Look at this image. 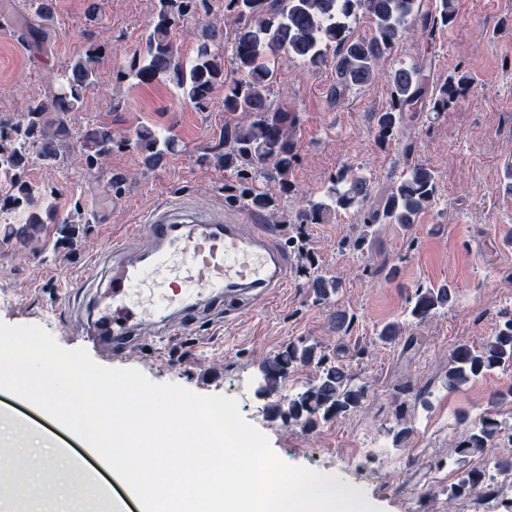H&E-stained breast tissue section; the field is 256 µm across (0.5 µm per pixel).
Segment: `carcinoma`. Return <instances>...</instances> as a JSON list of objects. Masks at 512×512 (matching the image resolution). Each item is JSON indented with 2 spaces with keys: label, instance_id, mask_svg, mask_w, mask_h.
I'll use <instances>...</instances> for the list:
<instances>
[{
  "label": "carcinoma",
  "instance_id": "cac0c4a2",
  "mask_svg": "<svg viewBox=\"0 0 512 512\" xmlns=\"http://www.w3.org/2000/svg\"><path fill=\"white\" fill-rule=\"evenodd\" d=\"M23 7L36 16L51 20L53 0H22ZM208 10V0H158L153 21L144 31L146 52L129 64L127 75L140 83L162 79L173 82L184 99L197 109L209 102L217 86L224 87V111L241 112L248 121L224 127V151L214 155L217 164L235 176V183L224 187L225 200L253 214L274 219L280 206L275 197L260 189L265 180L279 185L282 194L290 191L289 173L297 160L296 111L282 101H271L269 87L274 73L272 64L281 51L309 69L327 64L335 73L330 96L336 100L350 90L368 84L380 61L390 55L402 40L408 25L419 27L420 34L433 35L437 25L455 20L454 0H439L435 11H422L421 0H225V11L237 23L231 47L235 78L224 74V30L213 22L202 25L194 54L184 57L173 39L177 21L199 10ZM359 15L371 23L366 36L352 35L349 20ZM100 49L79 54L65 65L57 77L58 93L28 108L15 122L0 123V178L11 184L16 206L33 201L32 187L21 174L31 155L50 162L57 158L60 142L69 138V130L48 120L49 112H76L85 94L100 79ZM427 63L416 60L399 63L388 74L391 87L389 106L378 113V137L388 141L394 133L414 126L418 113L425 110L440 114L448 111L469 85V79L450 76L432 85L425 74ZM134 146L145 154V164L157 165L177 150L178 140L160 135L147 127L134 135L115 138L112 129L90 127L82 136L81 147L87 170L93 171L115 145ZM325 198L309 201L298 212L297 224H324L333 216L357 210L363 229L351 243L362 251L371 228L380 223L411 225L418 214L431 205L437 194L435 172L423 165L414 166L395 180L378 203H371V184L366 177L344 168L330 179ZM312 287L315 300L323 303L339 293L341 282L314 269ZM454 290L446 285L420 288L410 302L409 315L422 322L453 301ZM494 334L476 347L460 343L448 358L444 385L457 390L470 382L512 368V312H504ZM311 367L315 376L301 384L298 391L283 395L280 390L290 375ZM261 382L257 393L267 400L266 412L282 421L303 428H315L322 422L353 412L367 398V387L354 383L346 366L333 360L319 344L300 340L290 342L260 366ZM502 394L490 400V410L478 421L465 425L456 453L468 457L490 446L499 437L501 423L494 417ZM484 470L469 468L460 472L450 486V498H468L488 487Z\"/></svg>",
  "mask_w": 512,
  "mask_h": 512
}]
</instances>
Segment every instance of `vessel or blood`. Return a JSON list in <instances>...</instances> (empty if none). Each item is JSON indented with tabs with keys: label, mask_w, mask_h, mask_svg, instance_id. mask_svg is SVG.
Listing matches in <instances>:
<instances>
[{
	"label": "vessel or blood",
	"mask_w": 512,
	"mask_h": 512,
	"mask_svg": "<svg viewBox=\"0 0 512 512\" xmlns=\"http://www.w3.org/2000/svg\"><path fill=\"white\" fill-rule=\"evenodd\" d=\"M142 251L103 258L105 284L85 336L103 347L164 334L173 323L221 317L228 300L271 294L286 279L287 263L263 226L239 225L172 203L150 212Z\"/></svg>",
	"instance_id": "obj_1"
}]
</instances>
